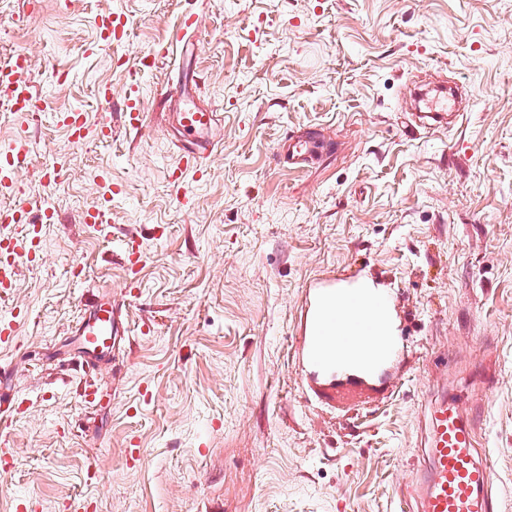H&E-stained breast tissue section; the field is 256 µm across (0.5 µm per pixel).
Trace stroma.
<instances>
[{
    "mask_svg": "<svg viewBox=\"0 0 512 512\" xmlns=\"http://www.w3.org/2000/svg\"><path fill=\"white\" fill-rule=\"evenodd\" d=\"M110 9L129 38L102 49L94 19ZM189 11L196 99L221 125L186 207L159 89ZM17 53L42 109L0 103V146L22 137L32 156L0 210L47 203L57 221L0 300L17 315L0 348L14 454L0 512H399L444 397L474 422L497 512H512V0H0V63ZM430 75L467 92L435 130L407 123ZM69 109L107 116L111 140L72 143L52 121ZM305 129L322 158L279 164L277 143ZM103 172L122 188L106 235L81 219ZM129 238L146 253L133 276ZM362 273L388 291L392 348L372 370L321 372L314 295ZM97 295L128 338L86 374L77 327Z\"/></svg>",
    "mask_w": 512,
    "mask_h": 512,
    "instance_id": "obj_1",
    "label": "stroma"
}]
</instances>
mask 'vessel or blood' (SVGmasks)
I'll return each mask as SVG.
<instances>
[{"label":"vessel or blood","instance_id":"vessel-or-blood-1","mask_svg":"<svg viewBox=\"0 0 512 512\" xmlns=\"http://www.w3.org/2000/svg\"><path fill=\"white\" fill-rule=\"evenodd\" d=\"M95 26L106 47L128 36L127 21L117 11L99 13ZM26 68L27 59L21 55L9 65L0 66V98L7 99L17 112L30 111L39 102L23 77ZM162 95L179 103L175 126L180 160L178 168L170 175L173 187L179 188L184 184V172L198 176L205 174L203 158L215 149L212 132L217 114L199 107L185 87L167 86ZM452 109V99L448 95L425 97L421 100L419 117L441 122ZM55 121L68 129L73 140H81L88 133L86 113L62 111L56 113ZM318 148L317 136L303 131L280 142L276 152L284 164L302 167L314 158ZM29 164L24 142H17L9 151L0 154V195L15 193L16 175ZM118 192L117 185L105 183L100 197L84 211L83 223L100 233H107L112 198ZM54 218V210L48 206L35 215L22 207L0 210V295L9 296L21 260L34 259L40 252L39 227L52 223ZM78 332L82 340L79 367L90 370L120 345L126 330L111 301L99 298L82 319ZM423 469V480L415 497L400 500L406 512H493L494 470L489 462L479 457L474 423L453 404H434L429 408L423 440Z\"/></svg>","mask_w":512,"mask_h":512}]
</instances>
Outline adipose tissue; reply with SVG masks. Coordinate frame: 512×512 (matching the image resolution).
<instances>
[{"instance_id":"adipose-tissue-1","label":"adipose tissue","mask_w":512,"mask_h":512,"mask_svg":"<svg viewBox=\"0 0 512 512\" xmlns=\"http://www.w3.org/2000/svg\"><path fill=\"white\" fill-rule=\"evenodd\" d=\"M387 300L384 288L367 276L318 294L309 332L332 339L322 369L341 364L371 369L385 358L394 334Z\"/></svg>"}]
</instances>
